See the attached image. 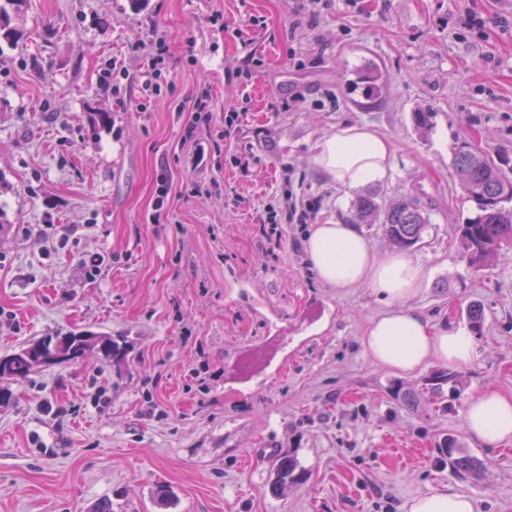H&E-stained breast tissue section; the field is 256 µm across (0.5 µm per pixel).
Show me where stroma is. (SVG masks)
Returning a JSON list of instances; mask_svg holds the SVG:
<instances>
[{"label":"stroma","mask_w":512,"mask_h":512,"mask_svg":"<svg viewBox=\"0 0 512 512\" xmlns=\"http://www.w3.org/2000/svg\"><path fill=\"white\" fill-rule=\"evenodd\" d=\"M500 17L512 0H28L12 17L23 40L0 42V356L73 329L127 353L0 380V512H406L429 490L512 512V441L486 448L464 427L483 389L512 398V251L469 267L455 228L475 205L451 166L464 141L512 159ZM155 31L168 86L150 95L140 46ZM115 57L129 79H112ZM206 91L211 123L187 134L183 105ZM347 123L392 148L385 177L355 189L312 162ZM369 192L429 218L408 251L427 272L410 308L439 329L484 310L477 357L437 402L422 392L442 364L372 361L361 338L386 304L306 260L311 226ZM449 435L479 478L440 453ZM288 454L301 480L273 492Z\"/></svg>","instance_id":"obj_1"}]
</instances>
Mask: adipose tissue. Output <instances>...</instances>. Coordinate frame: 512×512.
Instances as JSON below:
<instances>
[{"label": "adipose tissue", "mask_w": 512, "mask_h": 512, "mask_svg": "<svg viewBox=\"0 0 512 512\" xmlns=\"http://www.w3.org/2000/svg\"><path fill=\"white\" fill-rule=\"evenodd\" d=\"M390 155L388 140L370 127L348 124L320 142L313 163L338 185L352 189L384 176ZM305 253L323 283L340 289L364 285L388 304V311L370 323L362 338L375 363L411 372L435 362L464 366L476 357L471 334L436 329L409 309L425 271L408 255H378L354 225L340 222L313 225ZM464 424L481 446L494 448L512 440V399L490 388L481 391L468 402Z\"/></svg>", "instance_id": "1"}]
</instances>
